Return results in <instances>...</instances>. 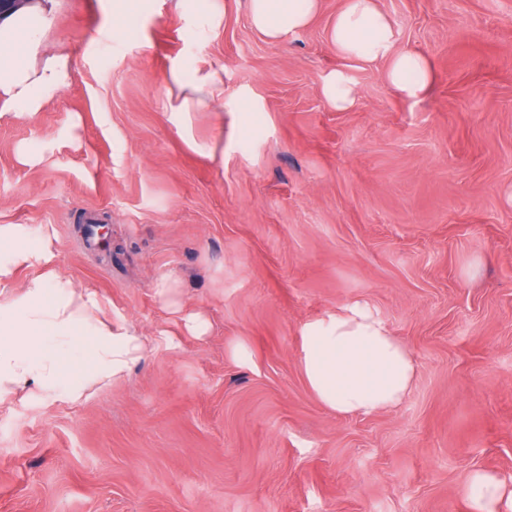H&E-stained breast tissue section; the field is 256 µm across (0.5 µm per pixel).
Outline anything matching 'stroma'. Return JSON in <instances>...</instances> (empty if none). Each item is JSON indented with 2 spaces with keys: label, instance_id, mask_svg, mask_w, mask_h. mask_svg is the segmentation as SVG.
<instances>
[{
  "label": "stroma",
  "instance_id": "obj_1",
  "mask_svg": "<svg viewBox=\"0 0 512 512\" xmlns=\"http://www.w3.org/2000/svg\"><path fill=\"white\" fill-rule=\"evenodd\" d=\"M246 3L60 0L70 85L0 119V227L35 253L8 292L52 273L155 341L79 401L0 396V512H469L478 472L512 512V0H378L397 49L431 63L420 99L337 55L343 0L279 42ZM203 62L224 69V116L193 113L186 138L167 73ZM340 68L344 112L321 91ZM219 126L223 153L190 148ZM92 217L109 249L87 247ZM356 302L417 374L399 405L340 416L299 334ZM322 90L325 98L338 111L348 110L354 104V82L344 69H337L327 76Z\"/></svg>",
  "mask_w": 512,
  "mask_h": 512
}]
</instances>
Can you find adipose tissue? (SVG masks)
<instances>
[{"mask_svg":"<svg viewBox=\"0 0 512 512\" xmlns=\"http://www.w3.org/2000/svg\"><path fill=\"white\" fill-rule=\"evenodd\" d=\"M321 0H247L251 26L272 40L309 26ZM55 0H19L0 14V118L40 111L71 79V61L51 49L46 35ZM329 40L345 59L383 61L390 86L402 97L425 96L433 81L420 53L396 50V29L377 0H344ZM181 94L170 106L175 125L191 113L224 112V70L206 65L184 74L170 71ZM91 345V362L77 373L67 363L80 337ZM300 341L304 376L318 399L343 416L398 405L412 386L417 363L372 309L362 303L305 324ZM149 341L121 322L102 316L97 294L69 281L30 279L21 296L0 295V392L39 386L56 398L78 401L86 389L128 377Z\"/></svg>","mask_w":512,"mask_h":512,"instance_id":"ef3b65f1","label":"adipose tissue"}]
</instances>
